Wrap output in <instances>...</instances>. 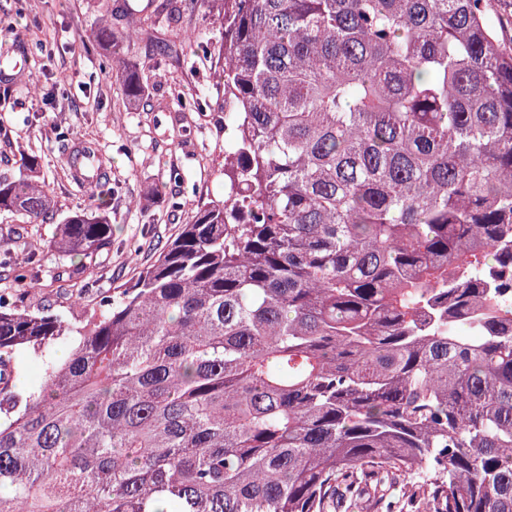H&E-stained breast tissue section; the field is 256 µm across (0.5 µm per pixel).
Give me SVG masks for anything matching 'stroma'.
Masks as SVG:
<instances>
[{
    "mask_svg": "<svg viewBox=\"0 0 512 512\" xmlns=\"http://www.w3.org/2000/svg\"><path fill=\"white\" fill-rule=\"evenodd\" d=\"M114 0H0V40L28 49L29 81L0 97V177L15 178L25 157L39 156L40 178L54 199L52 218L29 224L0 213V244L21 254L37 249L34 278L19 282L0 268V293L18 292L21 305L81 316L111 292L137 277L189 223L198 205L223 198L224 113L170 112L173 89L217 99L223 94L221 65L213 55L222 29L199 0L176 23L157 17L161 0L137 11L139 35L125 52L143 76L139 102H128L106 51L88 33L108 17ZM193 31L198 51L183 47ZM162 44L180 47L183 61L159 55ZM94 144L110 163L112 249L87 270L81 286L66 276L75 259L49 242L57 221L90 207L71 177L66 155L75 142Z\"/></svg>",
    "mask_w": 512,
    "mask_h": 512,
    "instance_id": "35a3bbf8",
    "label": "stroma"
}]
</instances>
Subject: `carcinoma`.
I'll return each instance as SVG.
<instances>
[{
    "label": "carcinoma",
    "mask_w": 512,
    "mask_h": 512,
    "mask_svg": "<svg viewBox=\"0 0 512 512\" xmlns=\"http://www.w3.org/2000/svg\"><path fill=\"white\" fill-rule=\"evenodd\" d=\"M491 0H201L224 200L79 321L0 302V512H512V48ZM138 34L105 20L123 57ZM26 172L0 212L54 206ZM112 195L110 180L82 183ZM49 246L92 261L112 220ZM17 363L22 364L19 380L31 387L37 384L42 377V362L41 359L28 356L27 353L21 354L16 358Z\"/></svg>",
    "instance_id": "carcinoma-1"
}]
</instances>
